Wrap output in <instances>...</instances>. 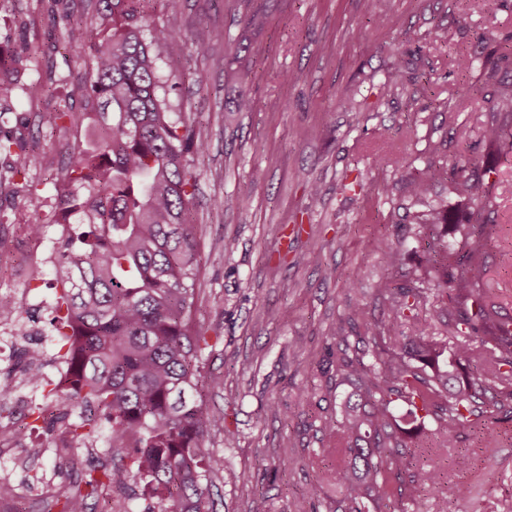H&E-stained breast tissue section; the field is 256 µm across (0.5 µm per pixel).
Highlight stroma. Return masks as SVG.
Returning <instances> with one entry per match:
<instances>
[{
  "label": "stroma",
  "mask_w": 512,
  "mask_h": 512,
  "mask_svg": "<svg viewBox=\"0 0 512 512\" xmlns=\"http://www.w3.org/2000/svg\"><path fill=\"white\" fill-rule=\"evenodd\" d=\"M26 13L25 35L13 16ZM262 26L250 24L252 13ZM384 16L385 27L372 25ZM149 23L170 22L181 35L205 26L211 37L204 57L183 55L159 63L175 115L201 122L206 151L196 157L199 179L190 210L198 244L199 272L193 329L206 336L200 372L216 385L204 389L205 404L224 419L205 434L204 450L223 457L224 469L209 486L214 512H294L315 505L336 512L342 481L333 459L322 452V417L339 419L351 390L341 381L325 387L328 349L339 343L338 326L387 317L380 288L386 273L379 243L400 251L404 272L419 270L424 241L416 217L437 206L448 210L440 226L457 243L469 229V207L450 179L431 182L421 200L405 194L407 183L426 166H447L469 157L487 173L485 190L497 236L489 242L485 287L512 319V146L489 145L492 122L512 119V103L499 100L512 70L491 67L503 47H512V0H183L167 18L152 0ZM51 24L33 0H9L0 10V46L37 48V65L19 78L10 98L0 99V127L26 124L20 134L33 147L32 194L19 197L0 162V238H11L26 215L51 220L56 200L49 189L76 143L74 126L51 129L47 114L55 100L71 98L76 112L91 111L74 96L84 63L66 60L47 39ZM415 41L406 42V33ZM476 57L460 72L458 55ZM205 82H197L196 70ZM393 72L398 86L384 88ZM295 83H288V76ZM41 82L51 96L28 98L26 87ZM250 111L237 108L241 96ZM405 163L395 167L393 156ZM363 173L364 191L344 193L341 178ZM317 182L318 196L305 190ZM387 183L390 194L378 193ZM232 250H225V242ZM20 288L34 299L25 320L48 329L56 288L41 252L17 244L0 261V289ZM285 312L270 321L269 309ZM495 422V438L476 430L456 446L442 447L424 431L415 467L437 466L440 490L408 484L414 512H512V434ZM233 432L232 446L224 435ZM108 429L93 449L76 453L55 435L40 434L44 455L0 454V475L10 479L7 512H60L59 501L84 481L87 471L109 463ZM66 464L53 469V462ZM290 467H283L284 459ZM45 486L27 492L31 474ZM470 487L467 499L454 495ZM319 499L309 502V486Z\"/></svg>",
  "instance_id": "35a3bbf8"
}]
</instances>
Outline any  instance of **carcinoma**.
Segmentation results:
<instances>
[{"label": "carcinoma", "instance_id": "carcinoma-1", "mask_svg": "<svg viewBox=\"0 0 512 512\" xmlns=\"http://www.w3.org/2000/svg\"><path fill=\"white\" fill-rule=\"evenodd\" d=\"M60 17L61 48L83 59L87 69L76 92L96 108L91 143L75 147L67 167L51 181L59 218L74 234L59 241L55 281L62 286L52 326L62 358L71 370V389L56 394L63 412L54 422L71 446L110 426V447L134 439L128 462L110 471L92 469L84 488L64 496L61 512H86V500L108 483L140 480L158 500L157 512H212L205 507L211 475L224 461L201 449L205 433L223 414L200 399L199 357L208 347L190 334L198 275L189 209L199 173L194 157L204 141L188 119H173L158 74V61L181 55L183 43L169 26L143 22L152 0H105L111 33L71 11L69 0H35ZM31 57L0 58V95L13 92ZM491 144L512 138V127L486 128ZM0 153L11 158L9 172L24 179L33 163L25 144L0 138ZM473 160L446 170L430 165L406 187L411 199L424 196L429 182L446 174L464 200L476 206L475 223L461 246L440 245L442 255L426 265L425 276L398 283L397 250L387 247L381 294L385 320L361 325L363 350H336V374L354 384L342 403V420L323 421L331 434L328 453L341 468L344 512H408L402 475L413 467L419 434L398 425L404 405L423 421L448 433V445L481 425L488 410L478 406L485 387L498 389L500 406L512 401V332L502 333L500 306L484 288L483 249L496 225L482 214L488 202L483 182L466 174ZM441 298L445 336L427 333L418 320L407 335L400 320L414 315L428 290ZM23 317L7 292L0 293V320ZM474 338L494 356L451 394L448 384L463 379L467 350L448 351V337ZM411 482L434 489L436 468H420Z\"/></svg>", "mask_w": 512, "mask_h": 512}]
</instances>
